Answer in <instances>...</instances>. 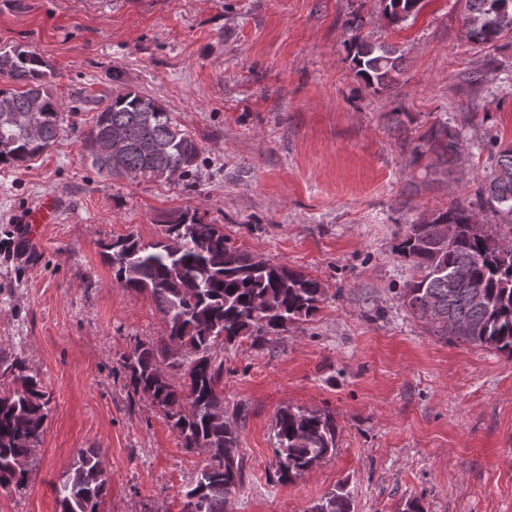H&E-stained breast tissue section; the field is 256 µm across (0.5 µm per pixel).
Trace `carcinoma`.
Returning a JSON list of instances; mask_svg holds the SVG:
<instances>
[{"label": "carcinoma", "instance_id": "carcinoma-1", "mask_svg": "<svg viewBox=\"0 0 512 512\" xmlns=\"http://www.w3.org/2000/svg\"><path fill=\"white\" fill-rule=\"evenodd\" d=\"M392 23L406 21L423 0H385ZM468 39L492 47L512 33V0H464ZM352 62L370 86L388 88L399 74L396 49L373 44L354 34ZM48 66L20 45L0 48V77L14 88H0V163L18 167L32 161L58 138L62 107L45 90ZM38 99V133L30 135L27 119ZM101 104L83 148L98 171L111 177L130 172L169 180L189 174L199 156L190 133L155 99L135 90H119ZM122 139L119 162L106 152L112 134ZM427 151L451 159L459 155V133L442 123L427 135ZM489 175L477 203L455 202L421 224L410 225L395 247L408 262L412 278L401 291L406 311L426 330L450 343L486 346L512 357V235L471 232L480 224L474 205L489 208L499 223L512 227V142H495ZM167 237L144 245L132 235L109 244L116 283L148 293L165 321L158 343L136 342L125 360L133 395H141L166 414L183 448L206 450L208 462L197 473L182 512H225L228 499L242 485L239 434L224 415L222 365L211 354L219 343L240 337L260 345L266 337L288 330L319 311L326 288L321 281L284 265L259 260L231 243L224 227L182 214L167 225ZM195 355L185 363L182 352ZM18 371L21 387L0 394V488H20L31 476L30 461L43 433L50 397L37 374L27 373L18 355L5 361ZM185 370V389L174 386L164 368ZM275 476L288 483L311 470L314 462L336 448V422L318 411L286 407L276 415ZM107 476L102 453L81 452L65 479L54 486L58 512H100ZM345 486L325 495L313 512H351Z\"/></svg>", "mask_w": 512, "mask_h": 512}]
</instances>
